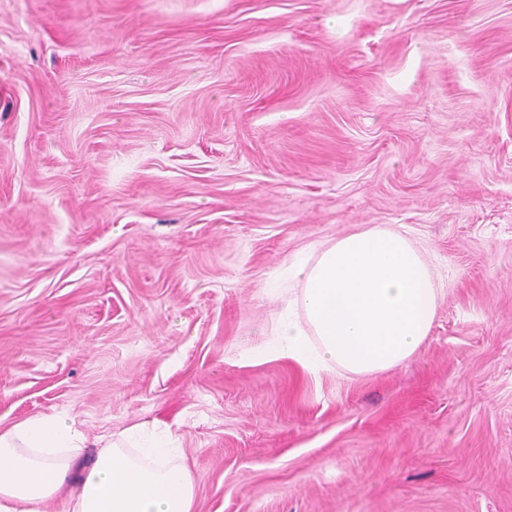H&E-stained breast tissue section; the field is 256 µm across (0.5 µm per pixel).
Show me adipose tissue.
I'll list each match as a JSON object with an SVG mask.
<instances>
[{"instance_id":"adipose-tissue-1","label":"adipose tissue","mask_w":512,"mask_h":512,"mask_svg":"<svg viewBox=\"0 0 512 512\" xmlns=\"http://www.w3.org/2000/svg\"><path fill=\"white\" fill-rule=\"evenodd\" d=\"M289 271L302 288L264 354L315 376L394 368L427 338L442 300L420 249L377 225L300 253ZM86 443L64 416L0 429V512H194L193 478L171 433L135 424L91 457Z\"/></svg>"}]
</instances>
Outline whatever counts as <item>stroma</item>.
Instances as JSON below:
<instances>
[{
  "instance_id": "1",
  "label": "stroma",
  "mask_w": 512,
  "mask_h": 512,
  "mask_svg": "<svg viewBox=\"0 0 512 512\" xmlns=\"http://www.w3.org/2000/svg\"><path fill=\"white\" fill-rule=\"evenodd\" d=\"M375 224L419 350L255 358ZM52 414L168 427L195 512H512V0H0V428Z\"/></svg>"
}]
</instances>
